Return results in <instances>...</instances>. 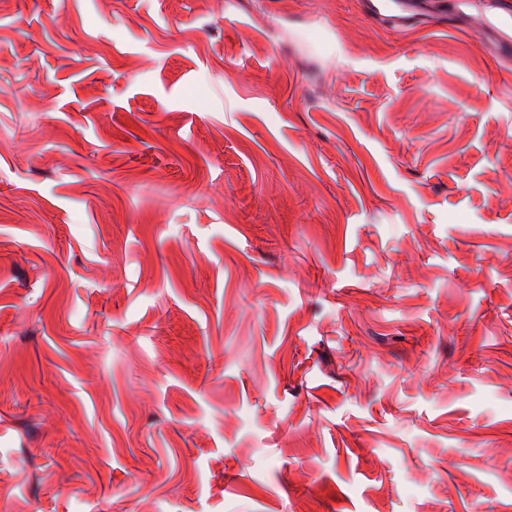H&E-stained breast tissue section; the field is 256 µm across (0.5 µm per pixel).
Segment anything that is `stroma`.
Here are the masks:
<instances>
[{"label":"stroma","mask_w":512,"mask_h":512,"mask_svg":"<svg viewBox=\"0 0 512 512\" xmlns=\"http://www.w3.org/2000/svg\"><path fill=\"white\" fill-rule=\"evenodd\" d=\"M0 0V512H512L489 0ZM363 13L371 20L397 29L420 27L428 0H361Z\"/></svg>","instance_id":"obj_1"}]
</instances>
